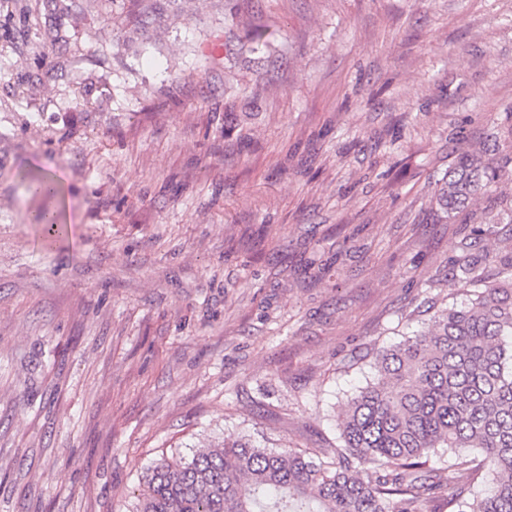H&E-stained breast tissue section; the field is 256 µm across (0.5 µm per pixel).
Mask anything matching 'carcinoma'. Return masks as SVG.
Returning <instances> with one entry per match:
<instances>
[{
	"label": "carcinoma",
	"mask_w": 512,
	"mask_h": 512,
	"mask_svg": "<svg viewBox=\"0 0 512 512\" xmlns=\"http://www.w3.org/2000/svg\"><path fill=\"white\" fill-rule=\"evenodd\" d=\"M508 173L512 151L464 153L436 184L440 208L460 224L448 276L466 302L379 352L376 378L348 401L340 446L269 448L243 434L175 452L150 465L130 512H418L426 499L438 512H512V255L473 250L492 211L512 224V199L492 193ZM26 187L58 190L47 174ZM33 223L46 242L68 235L45 212ZM440 448L452 461L437 467ZM484 482L490 493L466 496Z\"/></svg>",
	"instance_id": "carcinoma-1"
}]
</instances>
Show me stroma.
<instances>
[{"label":"stroma","instance_id":"1","mask_svg":"<svg viewBox=\"0 0 512 512\" xmlns=\"http://www.w3.org/2000/svg\"><path fill=\"white\" fill-rule=\"evenodd\" d=\"M511 144L512 0H0V512L338 443L376 351L465 301L438 180ZM42 238L46 242H54L68 235L67 224H60L56 219L47 216V212H38L33 218Z\"/></svg>","mask_w":512,"mask_h":512}]
</instances>
